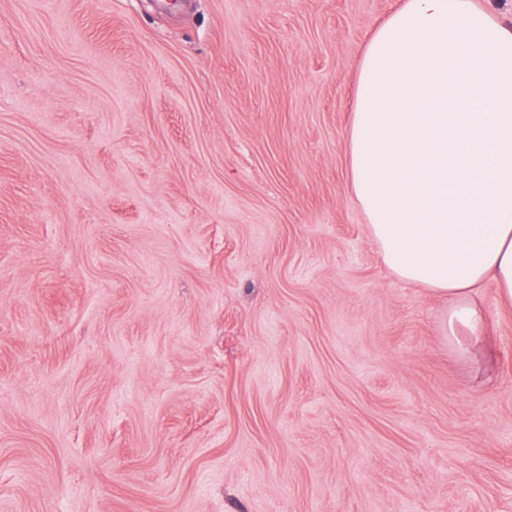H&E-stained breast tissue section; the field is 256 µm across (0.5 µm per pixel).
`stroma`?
Segmentation results:
<instances>
[{
    "label": "stroma",
    "mask_w": 512,
    "mask_h": 512,
    "mask_svg": "<svg viewBox=\"0 0 512 512\" xmlns=\"http://www.w3.org/2000/svg\"><path fill=\"white\" fill-rule=\"evenodd\" d=\"M397 5L0 0V512H512V306L348 188Z\"/></svg>",
    "instance_id": "stroma-1"
}]
</instances>
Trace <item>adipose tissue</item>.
Segmentation results:
<instances>
[{
	"label": "adipose tissue",
	"mask_w": 512,
	"mask_h": 512,
	"mask_svg": "<svg viewBox=\"0 0 512 512\" xmlns=\"http://www.w3.org/2000/svg\"><path fill=\"white\" fill-rule=\"evenodd\" d=\"M347 149L384 265L479 336L477 289L512 305V29L484 0H401L361 52Z\"/></svg>",
	"instance_id": "1"
}]
</instances>
